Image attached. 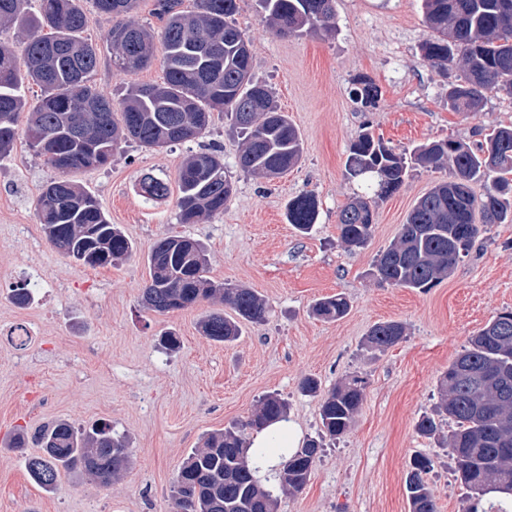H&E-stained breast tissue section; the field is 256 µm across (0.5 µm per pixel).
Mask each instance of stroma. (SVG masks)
Returning a JSON list of instances; mask_svg holds the SVG:
<instances>
[{"mask_svg":"<svg viewBox=\"0 0 512 512\" xmlns=\"http://www.w3.org/2000/svg\"><path fill=\"white\" fill-rule=\"evenodd\" d=\"M82 6L90 17L82 37L101 55L91 85L116 100L131 84L162 80L163 50L147 68L124 71L112 62L111 19L93 0ZM234 20L251 40L256 76L301 135L302 159L286 174L269 180L241 172V140L220 114L195 142L157 150L122 144L111 165L69 175L134 244L126 260L90 268L58 254L39 224L36 199L54 170L22 137L0 161V512H172L175 473L206 433L247 420L275 393L288 401L303 439L316 437L321 399L302 393L303 378L327 391L355 373L367 385L354 424L325 440L304 489L282 498L279 512H409L405 478L416 454L435 461L427 481L438 512L464 510L447 447L415 425L438 401V381L470 336L512 309V223L488 226L448 279L422 291L379 283L373 264L417 200L448 179V168H414L377 202L365 247H344L338 215L360 191L346 178L345 161L362 127L398 152L448 138L473 146L493 127L512 124V94L486 92L475 111L450 108L448 84L463 70L455 62L443 72L422 57L430 35L422 0H336L334 30L288 37L271 29L256 0H240ZM361 76L379 88L376 107L362 108L352 96ZM210 147L220 150L234 184L223 214L182 224L178 190L152 203L140 196L143 174L175 181L188 155ZM302 193L318 202L307 234L285 219L289 200ZM167 235L200 240L209 278L253 289L269 306L266 321L243 325L240 338L224 345L198 327L208 302L165 314L147 310V256ZM32 280L33 301L17 307L13 289ZM338 293L350 299L346 317L311 315L317 299ZM386 321L403 323L407 335L372 354L365 337ZM20 325L30 333L23 348L8 338ZM169 330L181 338L178 352L158 343ZM61 419L111 424L127 437L132 467L107 487L70 473L56 491L42 490L24 466V453L35 446L21 452L10 440L16 429L32 433Z\"/></svg>","mask_w":512,"mask_h":512,"instance_id":"obj_1","label":"stroma"}]
</instances>
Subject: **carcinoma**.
<instances>
[{
  "label": "carcinoma",
  "mask_w": 512,
  "mask_h": 512,
  "mask_svg": "<svg viewBox=\"0 0 512 512\" xmlns=\"http://www.w3.org/2000/svg\"><path fill=\"white\" fill-rule=\"evenodd\" d=\"M31 16L27 0H0V33L9 27L26 34L23 53L0 37V160L10 156L19 136L18 122L27 114L24 135L34 153L58 173L36 201V212L50 246L60 255L96 268L132 255V242L110 223L98 200L67 175L97 170L112 161L121 143L162 148L202 139L211 114L223 112L242 138L237 166L247 174L278 177L296 166L303 146L297 128L275 104L268 87L252 76V56L246 34L233 22L239 0H156L163 22L161 40L166 72L162 82L134 84L119 102L87 84L97 69V49L81 38L89 16L81 0H40ZM279 35L303 28H334L335 0H259ZM431 30L421 50L430 64L448 70V60L460 58L463 77L451 84L448 100L455 109H476L484 93L512 92V0H423ZM98 14L112 19L107 39L114 62L128 72L151 60L154 34L134 18L138 0H94ZM453 33L455 42L448 41ZM34 82L41 98L28 104L22 87ZM355 98L365 108L376 106L380 92L367 77L357 81ZM450 167L448 180L422 195L409 212L398 237L378 255L374 276L399 288L424 289L448 277L490 224L512 222V126L495 127L484 142L472 147L448 139L397 153L360 130L349 147L346 173L361 179L367 192L340 211L341 242L364 246L374 226L372 203L388 198L403 185L415 166ZM482 184L485 193L475 194ZM178 220L196 224L224 213L233 185L224 159L215 150L191 156L178 170ZM168 182L146 173L140 193L146 202L169 195ZM288 223L306 232L316 223L318 203L311 193L288 202ZM149 281L142 288L144 307L164 314L192 307L203 300L229 305L236 318L212 311L199 321L204 336L232 343L240 323L265 322L267 306L252 289L216 283L207 276L203 247L195 240L168 235L157 240L148 257ZM351 305L336 294L317 300L312 314L326 322L344 318ZM405 336L397 321L374 324L366 347L384 352ZM365 381L349 376L328 390L320 404L322 432L283 464L279 487L283 495L300 492L323 448V439L346 434L363 404ZM454 422L448 437L456 479L467 490L465 512H512V310L497 313L469 340L440 379L435 414L423 416L417 431L438 433L436 418ZM288 418V403L264 396L250 418L206 435L203 446L182 462L171 486L173 512H276L278 496L261 486L248 455L245 431ZM34 441L38 452L25 456L32 481L47 492L58 489L61 473L80 471L108 486L128 469L130 451L125 437L106 423L76 426L58 420L29 437L18 433L12 447L22 450ZM433 460L413 456L408 463L406 490L410 512H437L426 475Z\"/></svg>",
  "instance_id": "obj_1"
}]
</instances>
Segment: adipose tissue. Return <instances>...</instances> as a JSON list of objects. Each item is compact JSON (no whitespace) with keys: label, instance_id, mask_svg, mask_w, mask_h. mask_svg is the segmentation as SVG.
Returning <instances> with one entry per match:
<instances>
[{"label":"adipose tissue","instance_id":"ef3b65f1","mask_svg":"<svg viewBox=\"0 0 512 512\" xmlns=\"http://www.w3.org/2000/svg\"><path fill=\"white\" fill-rule=\"evenodd\" d=\"M300 445L299 430L289 420L276 422L263 431L253 434L249 455L259 467L257 475L263 484L269 486L275 483L287 451Z\"/></svg>","mask_w":512,"mask_h":512}]
</instances>
